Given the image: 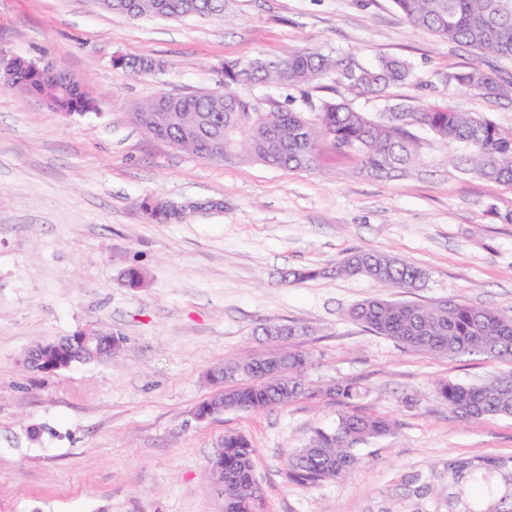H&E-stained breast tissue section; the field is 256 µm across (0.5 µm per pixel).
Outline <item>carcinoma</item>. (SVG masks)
I'll list each match as a JSON object with an SVG mask.
<instances>
[{
  "mask_svg": "<svg viewBox=\"0 0 512 512\" xmlns=\"http://www.w3.org/2000/svg\"><path fill=\"white\" fill-rule=\"evenodd\" d=\"M106 10L129 18L150 16L181 19L188 16L224 17V0H99ZM415 27L430 31L486 57L512 59V0H395ZM284 66L257 58L224 61V91L182 97L161 95L129 104L130 118L149 136L187 154L213 162L256 163L273 169L310 170L317 164L320 145L328 140L339 153L358 162V172L392 178L418 164L419 146L409 128L432 132L446 146L460 143L466 153L459 163L487 182L512 186V130L484 117L440 106H397L375 117L345 102L324 101L313 116L293 112L260 98H246L232 87L248 83H277L302 88L328 73L360 95L377 94L410 75L408 62L381 58L363 67L349 57H329L291 50L278 57ZM162 71L158 58H131L125 71ZM461 91L475 90L498 98L512 91V79L496 70L472 67L454 76ZM15 88L58 112L85 113L93 100L62 68L43 76L32 68L18 74ZM141 212L150 223H168L181 213L166 202L148 198ZM336 273L365 276L380 288L406 294L418 288L425 273L384 252L359 249L337 265ZM351 320L368 331L386 336L405 349L433 356L481 354L512 358V314L460 301L420 304L385 295L367 298L349 310ZM268 336H296L294 323L264 328ZM310 354L284 348L267 355L224 363L210 373L215 380L234 383L224 389V410L263 411L283 407L309 393L305 370ZM279 365L288 381L270 375ZM364 387L338 381L328 392L343 406L336 427L318 429L302 448L286 454L287 481L316 487L344 481L360 462L357 450L368 442L396 433L394 421L358 409ZM436 396L462 419L512 416V375L480 385L439 380ZM256 448L239 433L224 435V509L264 512V498L254 470ZM368 512H512V455L458 456L426 470L401 475Z\"/></svg>",
  "mask_w": 512,
  "mask_h": 512,
  "instance_id": "cac0c4a2",
  "label": "carcinoma"
}]
</instances>
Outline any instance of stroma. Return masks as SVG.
Segmentation results:
<instances>
[{
    "label": "stroma",
    "instance_id": "obj_1",
    "mask_svg": "<svg viewBox=\"0 0 512 512\" xmlns=\"http://www.w3.org/2000/svg\"><path fill=\"white\" fill-rule=\"evenodd\" d=\"M225 3L221 19L164 20L114 14L98 0H0V54L63 66L98 105L68 116L0 87V512H224L208 463L227 433L257 450L264 512H367L398 474L512 454V417L466 421L433 393L438 379L510 374L512 359L404 350L348 316L376 295L374 283L334 271L352 249H377L425 272L414 300L512 314V187L460 170L461 146L424 129L420 163L385 179L357 173L328 143L312 170L210 162L150 139L128 109L222 91L224 60L296 48L363 66L399 58L412 71L379 95H355L332 75L237 93L305 113L324 100L371 116L399 103L440 105L512 128V97L460 92L452 80L474 66L512 74V60L413 27L394 0ZM116 54L167 67L126 74L113 67ZM153 196L224 207L149 223L139 205ZM299 269L319 275L288 282ZM288 322L304 334L279 342L262 332ZM81 331L112 333L116 356L59 374L27 366L34 347ZM282 345L311 353L310 387L358 382L360 410L397 424L363 445L348 480L306 488L284 474L288 449L335 426V399L313 393L259 413L196 416L216 391L213 366Z\"/></svg>",
    "mask_w": 512,
    "mask_h": 512
}]
</instances>
